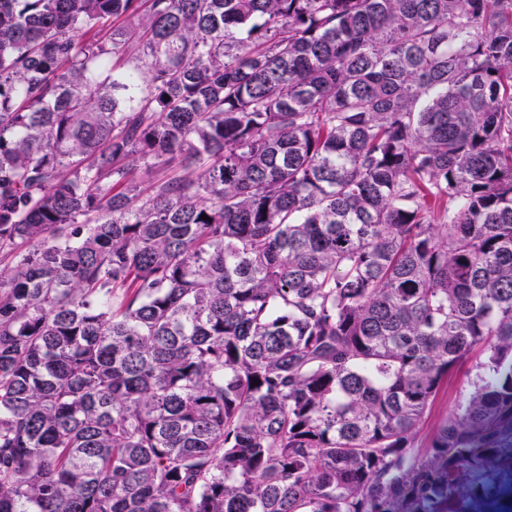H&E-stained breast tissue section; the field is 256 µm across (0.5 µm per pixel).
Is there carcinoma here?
Returning a JSON list of instances; mask_svg holds the SVG:
<instances>
[{"label": "carcinoma", "instance_id": "1", "mask_svg": "<svg viewBox=\"0 0 512 512\" xmlns=\"http://www.w3.org/2000/svg\"><path fill=\"white\" fill-rule=\"evenodd\" d=\"M1 256L0 512H512V0H0ZM480 372L472 362L458 366L443 380L432 405L427 410L413 442V452L422 457L442 423L459 412L480 382Z\"/></svg>", "mask_w": 512, "mask_h": 512}]
</instances>
